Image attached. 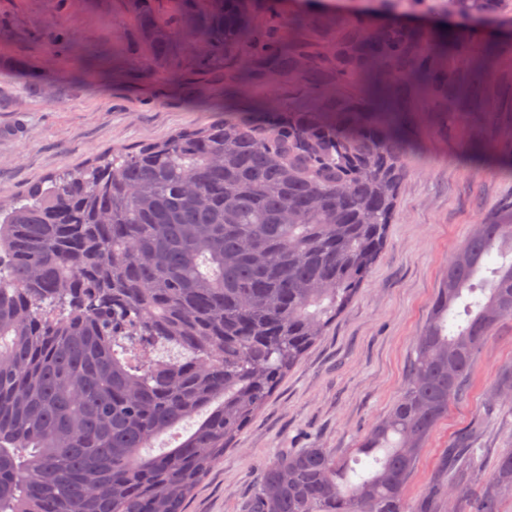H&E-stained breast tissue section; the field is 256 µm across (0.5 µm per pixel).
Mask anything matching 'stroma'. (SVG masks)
<instances>
[{
    "instance_id": "obj_1",
    "label": "stroma",
    "mask_w": 512,
    "mask_h": 512,
    "mask_svg": "<svg viewBox=\"0 0 512 512\" xmlns=\"http://www.w3.org/2000/svg\"><path fill=\"white\" fill-rule=\"evenodd\" d=\"M137 11L136 0H0V200L105 149L206 124L219 108L285 111L317 96L364 101L360 80L282 72L235 52L203 57L182 45L169 74L152 62ZM252 11L263 31L273 16L293 20L281 40L313 55L330 51L353 24L391 20L434 34L477 32L498 52L475 99L424 96L403 80L395 104L412 117L414 148L387 243L351 303L197 486L188 512H243L263 468L290 449L327 448L350 459L408 380L449 259L476 225L512 207V163L479 162L465 151L512 132V5L481 18L449 12L448 0H254ZM510 365L512 316L484 346L467 399L452 404L430 436L403 489L406 505L427 499L460 432L477 430L486 471L512 450V405L480 418Z\"/></svg>"
}]
</instances>
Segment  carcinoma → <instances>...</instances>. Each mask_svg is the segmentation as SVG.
<instances>
[{
    "mask_svg": "<svg viewBox=\"0 0 512 512\" xmlns=\"http://www.w3.org/2000/svg\"><path fill=\"white\" fill-rule=\"evenodd\" d=\"M151 59L176 33L139 0ZM196 46L247 53L252 0H179ZM483 15L503 0H448ZM471 43L388 22L332 53L279 65L361 78L366 103L226 112L159 142L112 149L0 204V512H185L198 484L280 381L336 322L380 253L409 152L395 82L462 92L441 69ZM493 51L472 72L484 86ZM512 210L448 262L403 391L355 452L299 448L263 470L245 512H409L401 492L438 422L464 399L512 315ZM486 269L489 277L473 283ZM165 346L177 353L153 356ZM512 402V366L494 384ZM178 446L152 440L200 414ZM474 431L448 443V512H500L512 451L484 477Z\"/></svg>",
    "mask_w": 512,
    "mask_h": 512,
    "instance_id": "carcinoma-1",
    "label": "carcinoma"
}]
</instances>
